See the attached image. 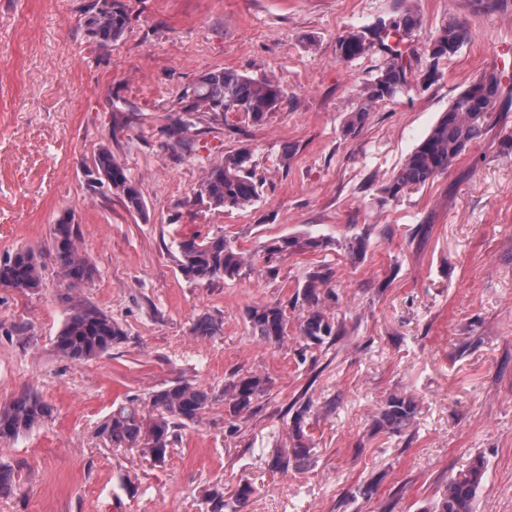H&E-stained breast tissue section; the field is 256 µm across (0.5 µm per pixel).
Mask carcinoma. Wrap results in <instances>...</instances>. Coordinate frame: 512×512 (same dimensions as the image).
Instances as JSON below:
<instances>
[{
  "instance_id": "carcinoma-1",
  "label": "carcinoma",
  "mask_w": 512,
  "mask_h": 512,
  "mask_svg": "<svg viewBox=\"0 0 512 512\" xmlns=\"http://www.w3.org/2000/svg\"><path fill=\"white\" fill-rule=\"evenodd\" d=\"M129 15L121 0H112V9L101 17L85 19L87 35L100 47L107 48L120 41L128 28ZM420 15L408 8L397 18L379 19L373 26L375 43L365 42V31H348L336 39V59L350 61L379 47L386 54L375 80L366 88L358 109L348 117L344 132L356 133L369 108L396 97L406 85V70L402 59V45L412 41L421 27ZM472 35V27L450 22L430 42L427 50L437 62L454 56L453 47L464 45ZM502 76L496 72L482 74L462 91L444 112L428 135L403 160L390 181L381 187L384 201L399 199L412 187L424 186L448 169L466 148L484 136L490 128L491 112L502 99ZM287 99L286 89L268 80L254 79L229 69H214L203 74L179 96V111L167 129V136L185 149H191L187 134L194 126V115L217 117L226 112H243L255 124L265 122L267 116ZM251 154L247 150L224 157L211 166L195 190V201L228 209H245L259 195V185L250 170ZM99 180L107 182L129 212L142 214L146 203L138 186L128 177L109 146L99 148L94 159ZM78 229L69 217L57 220L53 227L51 247L19 249L0 262V286L33 292L41 288L47 262L60 270L67 288L75 291L94 281L95 266L79 251ZM324 241L296 237L272 239L264 246L270 256H285L307 247L318 249ZM178 266L183 274L197 282L232 279L240 275L245 265L242 252L224 235L191 236L179 242ZM330 272L316 269L310 272L298 294L305 304L299 327L302 338L313 345L339 335L323 306L336 300L333 290L325 289ZM247 320L253 334L270 345H279L288 336V316L278 303H261L247 310ZM222 323L209 317L197 319L192 332L197 336H215ZM123 327L97 306L70 297L69 313L55 337V353L70 362H84L101 357L112 346L123 342ZM268 392V380L256 375H235L224 385L222 395L228 411L239 416L250 410L252 404ZM217 395L189 380H180L154 391L149 396L151 412L145 413L142 402L130 398L119 404L101 422L98 435L115 448H137L151 461L163 464L169 448L178 437V431L199 421ZM52 416V408L43 397L26 390L8 402L0 403V443L11 441L45 422ZM416 416L415 402L404 396L388 398L381 410L379 426L394 434L410 427ZM294 444L286 454L274 456L273 467L284 470L290 462L305 461L310 453L301 442L300 430H295ZM485 477V463L480 457L448 479L432 506L424 512H473L474 503ZM252 489L239 485L228 499L224 492L212 489L205 493L207 512H240Z\"/></svg>"
}]
</instances>
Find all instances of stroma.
Here are the masks:
<instances>
[{
    "label": "stroma",
    "instance_id": "stroma-1",
    "mask_svg": "<svg viewBox=\"0 0 512 512\" xmlns=\"http://www.w3.org/2000/svg\"><path fill=\"white\" fill-rule=\"evenodd\" d=\"M124 39L101 48L84 33L91 0H0V259L48 247L70 215L97 269L80 289L119 322L125 340L71 363L52 341L68 301L48 266L37 292L0 287V402L33 390L51 418L0 444L14 470L0 512H205L203 489L250 484L242 512H423L477 455L486 474L474 512H512V106L432 183L384 203L379 189L452 100L483 73L512 76V0H123ZM415 9L407 86L374 104L361 130L344 125L385 55L341 62L336 39ZM473 27L453 57L431 62L427 41L448 22ZM219 68L288 92L264 124L241 112L192 127L191 151L163 130L178 95ZM136 108L113 132L112 112ZM135 181L146 213L108 187L88 188L101 145ZM249 149L260 196L246 209L195 202L206 170ZM221 233L249 259L233 279L200 283L179 269L178 242ZM327 240L267 261L272 238ZM364 241L353 256L348 243ZM275 275H267L266 263ZM332 273L327 316L341 336L307 346L292 300L316 268ZM286 308L288 336H254L248 308ZM203 316L213 337L194 335ZM259 374L268 395L237 433L217 400L180 430L165 465L97 434L113 405L188 379L222 391ZM417 403L411 428L377 429L391 395ZM304 415H297V408ZM302 428L311 459L272 469Z\"/></svg>",
    "mask_w": 512,
    "mask_h": 512
}]
</instances>
